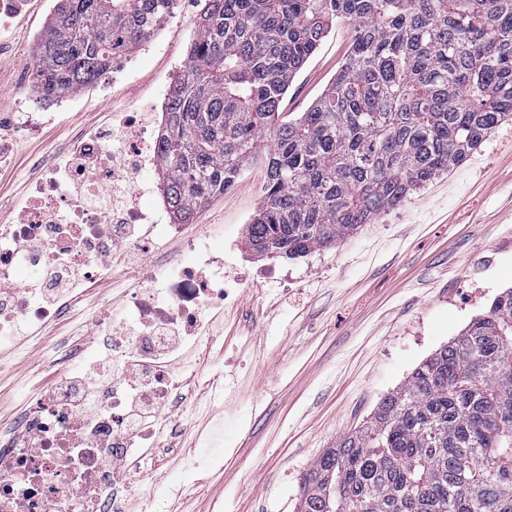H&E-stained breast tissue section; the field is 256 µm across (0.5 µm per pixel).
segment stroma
Listing matches in <instances>:
<instances>
[{
  "label": "stroma",
  "instance_id": "obj_1",
  "mask_svg": "<svg viewBox=\"0 0 512 512\" xmlns=\"http://www.w3.org/2000/svg\"><path fill=\"white\" fill-rule=\"evenodd\" d=\"M56 0H25L0 16V132L12 140L0 163V225L17 223L48 160L81 134L118 126L126 111L151 120L159 84L177 77L197 29L200 0L175 11L134 53L135 64L75 94L59 119L17 129L16 107L45 103L21 76L32 64ZM338 21L296 74L283 112H303L331 83L351 42ZM266 171L251 164L224 195L206 203L184 237L160 241V254L186 260L185 237L224 227L234 251L224 276L242 278L235 299L215 309L209 333L179 363L185 385L157 451L133 485L160 512H296L299 486L316 458L401 386L493 299L512 288V121L500 125L460 166L374 217L334 247L297 259L262 257L245 245ZM153 254L127 250L108 280L79 284L34 338L0 345V431L13 428L31 400L64 370L63 353L105 359L97 329L129 316L144 288L138 268ZM224 423V464L197 472L185 456L198 433Z\"/></svg>",
  "mask_w": 512,
  "mask_h": 512
}]
</instances>
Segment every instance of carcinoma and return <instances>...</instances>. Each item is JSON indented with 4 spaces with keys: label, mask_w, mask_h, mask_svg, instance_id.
<instances>
[{
    "label": "carcinoma",
    "mask_w": 512,
    "mask_h": 512,
    "mask_svg": "<svg viewBox=\"0 0 512 512\" xmlns=\"http://www.w3.org/2000/svg\"><path fill=\"white\" fill-rule=\"evenodd\" d=\"M177 0H56L34 89L51 100L112 71ZM348 21L350 52L305 112L289 83ZM512 117V0H205L167 102L159 162L174 222L262 159L246 245L332 247L460 165ZM297 512H512V290L313 463Z\"/></svg>",
    "instance_id": "1"
}]
</instances>
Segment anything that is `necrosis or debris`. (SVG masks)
<instances>
[{
    "label": "necrosis or debris",
    "instance_id": "obj_1",
    "mask_svg": "<svg viewBox=\"0 0 512 512\" xmlns=\"http://www.w3.org/2000/svg\"><path fill=\"white\" fill-rule=\"evenodd\" d=\"M171 84L156 94L155 115L149 125L130 118L121 137L122 155L112 151V131L83 137L63 168L75 181L83 202L62 197L56 173L38 182L15 224L0 225V244L10 242L32 264L52 271L58 254L69 257L71 269L91 282L112 274L116 249L130 244L149 249L152 234L179 236L181 225L167 221L168 203L142 183L141 174L155 163ZM151 197L148 207L138 198ZM189 259L183 263L154 261L142 276L147 283L131 297L129 307L140 327H112L113 363L127 357L138 361L139 391L154 402L148 424L128 420L130 391L113 385L101 409L79 416L68 402L43 397L29 413L26 437L0 448V512H65L62 502L77 496L80 512H122L121 493L131 465L150 453V432L164 428L168 399L180 382L175 370L182 349L201 339L203 313L224 301V268L217 265L224 251V228L213 225L206 241L189 239ZM19 264L0 248V339L10 336L12 317L45 324L55 311L35 299L17 276ZM117 450L118 465L107 468L101 458Z\"/></svg>",
    "mask_w": 512,
    "mask_h": 512
}]
</instances>
